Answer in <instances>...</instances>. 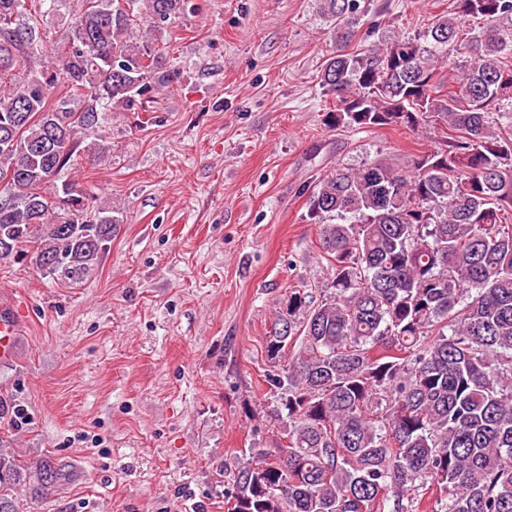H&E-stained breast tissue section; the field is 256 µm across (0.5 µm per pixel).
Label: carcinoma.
Here are the masks:
<instances>
[{
    "label": "carcinoma",
    "instance_id": "carcinoma-1",
    "mask_svg": "<svg viewBox=\"0 0 512 512\" xmlns=\"http://www.w3.org/2000/svg\"><path fill=\"white\" fill-rule=\"evenodd\" d=\"M188 0H82L44 52L42 12L0 0V262L82 284L114 208L58 183L108 116L172 85L153 36ZM414 36L348 50L359 0H320L336 54L320 85L329 127H405L432 147L403 174L339 164L309 196L330 258L323 299L288 292L266 336L280 438L233 472L231 512H512V0H451ZM67 465L0 448V512Z\"/></svg>",
    "mask_w": 512,
    "mask_h": 512
}]
</instances>
